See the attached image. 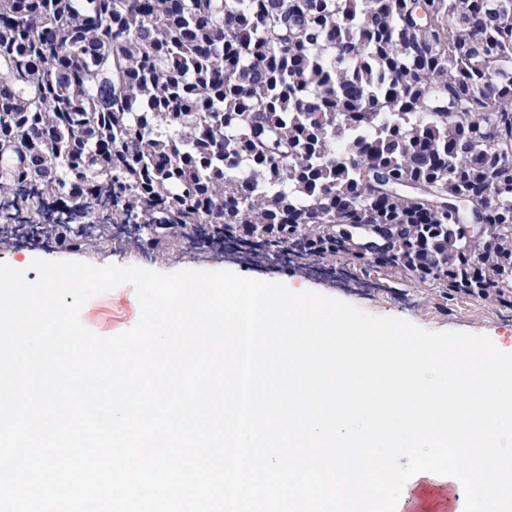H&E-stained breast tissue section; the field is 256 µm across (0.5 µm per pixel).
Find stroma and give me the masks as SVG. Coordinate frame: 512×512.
<instances>
[{
    "mask_svg": "<svg viewBox=\"0 0 512 512\" xmlns=\"http://www.w3.org/2000/svg\"><path fill=\"white\" fill-rule=\"evenodd\" d=\"M10 246L0 249V261L26 271L29 280L38 274L30 270L32 260L83 261L104 266L141 267L172 273L185 269L225 270L243 277L280 282L301 291H314L349 302L364 312L377 317H398L410 321L418 328L432 333L460 331L489 337L502 351H512V309L505 308L496 297H475L465 293L445 298L434 286L410 281L383 268L375 269L372 262L357 265L354 260L339 256L335 262L342 272L326 275L322 264L310 261L304 264L289 261L287 266L272 262L252 261L239 256H224L218 248L197 250H168L164 257L145 256L137 245L123 241L113 244L111 250L83 247L67 250L53 241L34 239L14 232ZM92 304L104 305L106 318L96 322L88 314H81L82 324L101 336H114L127 331L140 318V305L132 285L96 295Z\"/></svg>",
    "mask_w": 512,
    "mask_h": 512,
    "instance_id": "35a3bbf8",
    "label": "stroma"
}]
</instances>
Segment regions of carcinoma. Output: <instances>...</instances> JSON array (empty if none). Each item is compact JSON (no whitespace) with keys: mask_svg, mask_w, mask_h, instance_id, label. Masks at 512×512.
I'll return each mask as SVG.
<instances>
[{"mask_svg":"<svg viewBox=\"0 0 512 512\" xmlns=\"http://www.w3.org/2000/svg\"><path fill=\"white\" fill-rule=\"evenodd\" d=\"M512 0H0V214L329 242L454 225L374 177L485 199L484 281L512 290ZM180 225L173 234L168 225Z\"/></svg>","mask_w":512,"mask_h":512,"instance_id":"1","label":"carcinoma"}]
</instances>
